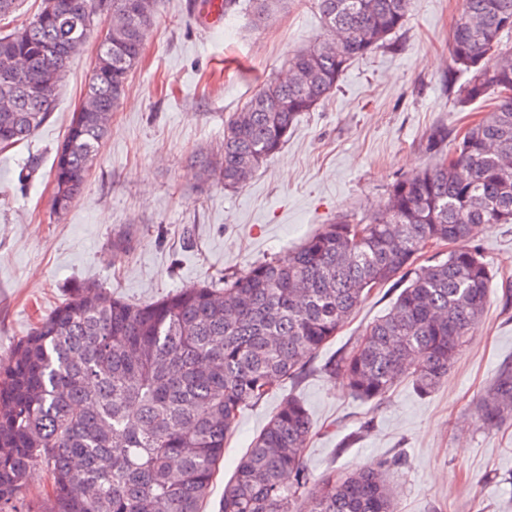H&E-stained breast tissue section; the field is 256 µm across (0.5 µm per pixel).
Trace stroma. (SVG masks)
Here are the masks:
<instances>
[{
    "label": "stroma",
    "instance_id": "1",
    "mask_svg": "<svg viewBox=\"0 0 512 512\" xmlns=\"http://www.w3.org/2000/svg\"><path fill=\"white\" fill-rule=\"evenodd\" d=\"M460 0H411L389 48L356 59L336 93L303 113L287 144L244 186L201 182L194 163L217 154L224 123L296 51L324 38L316 0H289L254 27L249 12L203 30L202 0H156V23L112 117L87 187L61 216L49 171L94 63L92 31L61 82L49 120L25 146L0 152V358L62 299L95 282L112 296L148 303L249 265L287 257L339 214L378 212L390 185L430 160L437 127L456 134L486 111L457 103L449 35ZM127 239L129 246L112 244ZM477 238L495 271L489 303L447 383L419 396L399 384L379 402L354 397L319 365L350 344L398 296L374 289L336 339L310 358L298 383L246 405L224 449L203 512H218L224 484L283 397L306 403L315 434L303 455L313 474L389 461L397 512H512V420L479 427L475 402L512 360V224ZM404 461L392 465L394 456Z\"/></svg>",
    "mask_w": 512,
    "mask_h": 512
}]
</instances>
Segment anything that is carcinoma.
I'll use <instances>...</instances> for the list:
<instances>
[{
  "label": "carcinoma",
  "mask_w": 512,
  "mask_h": 512,
  "mask_svg": "<svg viewBox=\"0 0 512 512\" xmlns=\"http://www.w3.org/2000/svg\"><path fill=\"white\" fill-rule=\"evenodd\" d=\"M42 0L29 24L0 34V73L20 79L0 97V149L29 140L51 116L71 60L64 44L96 20L101 42L86 85L95 103L72 116L56 149L52 208L66 212L87 185L128 73L155 24L154 0ZM286 0H248L257 25ZM410 0H318L328 37L288 59V77L265 83L224 126L220 159L197 157L241 188L288 140L298 117L329 98L359 57L388 47ZM512 0H461L450 33L454 69L470 78L466 107L493 95L464 133L434 129L433 162L394 181L385 210L340 215L288 258H271L148 305L95 283L71 289L0 358V512H200L241 408L306 373V357L332 340L372 289L402 285L387 313L318 368L363 401L401 381L427 395L481 321L494 273L474 243L479 225L512 223ZM49 101L43 108L40 103ZM452 245L444 252L443 245ZM484 428L512 416V362L476 403ZM311 415L285 399L224 485L220 512H396L384 462L315 478L303 450ZM51 482L40 497L26 478Z\"/></svg>",
  "instance_id": "cac0c4a2"
}]
</instances>
